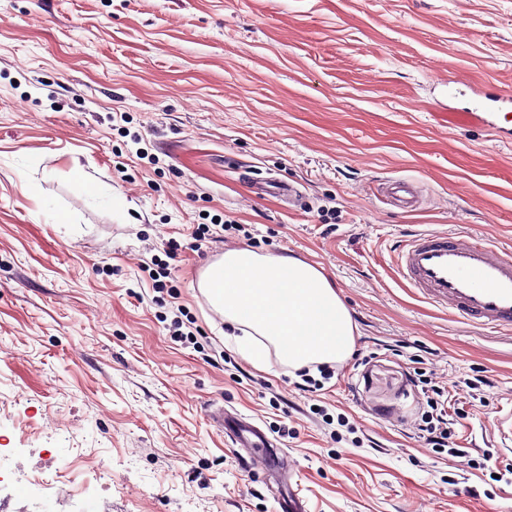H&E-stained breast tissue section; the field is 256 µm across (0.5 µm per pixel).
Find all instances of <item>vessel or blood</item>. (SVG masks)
<instances>
[{
	"instance_id": "vessel-or-blood-1",
	"label": "vessel or blood",
	"mask_w": 512,
	"mask_h": 512,
	"mask_svg": "<svg viewBox=\"0 0 512 512\" xmlns=\"http://www.w3.org/2000/svg\"><path fill=\"white\" fill-rule=\"evenodd\" d=\"M512 96L476 93L474 116L505 111ZM379 193L397 208L415 211L423 194L403 179H391ZM396 263L400 275L417 295L448 309L458 321L483 330H512V249H493L488 240L459 232L412 234L398 246ZM211 420L231 440V453L261 460L267 473L282 476L278 504L281 512H306L303 500L291 484L298 468L284 453L273 450L264 430L243 421L238 414L216 408Z\"/></svg>"
}]
</instances>
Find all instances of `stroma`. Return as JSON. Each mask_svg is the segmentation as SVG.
Instances as JSON below:
<instances>
[{
    "instance_id": "35a3bbf8",
    "label": "stroma",
    "mask_w": 512,
    "mask_h": 512,
    "mask_svg": "<svg viewBox=\"0 0 512 512\" xmlns=\"http://www.w3.org/2000/svg\"><path fill=\"white\" fill-rule=\"evenodd\" d=\"M473 83L512 92V0H0V459L69 478L86 510L278 512L217 404L297 463L308 512H512L492 437L512 333L394 264L418 232L512 246V113L477 123ZM391 178L424 206L382 202ZM241 247L317 265L348 307L355 346L320 390L249 362L201 290ZM420 375L463 408L464 456L421 438ZM0 512L55 505L4 466Z\"/></svg>"
}]
</instances>
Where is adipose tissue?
Instances as JSON below:
<instances>
[{"label": "adipose tissue", "mask_w": 512, "mask_h": 512, "mask_svg": "<svg viewBox=\"0 0 512 512\" xmlns=\"http://www.w3.org/2000/svg\"><path fill=\"white\" fill-rule=\"evenodd\" d=\"M204 286L225 321L241 331L243 352L256 366L271 351L297 370L343 361L354 348L349 310L323 271L305 260L230 249L208 267Z\"/></svg>", "instance_id": "ef3b65f1"}]
</instances>
